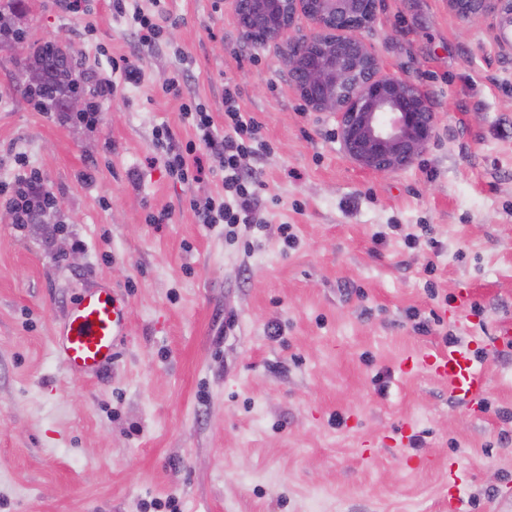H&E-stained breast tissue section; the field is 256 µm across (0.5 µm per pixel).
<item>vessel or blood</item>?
Wrapping results in <instances>:
<instances>
[{
	"instance_id": "1",
	"label": "vessel or blood",
	"mask_w": 512,
	"mask_h": 512,
	"mask_svg": "<svg viewBox=\"0 0 512 512\" xmlns=\"http://www.w3.org/2000/svg\"><path fill=\"white\" fill-rule=\"evenodd\" d=\"M126 305L115 288L105 285L83 291L71 304L53 335L57 358L73 373L96 375L112 364L125 336ZM422 367L446 381L453 396L468 407L481 404L486 379L473 351L454 345L436 355L407 359L402 369Z\"/></svg>"
}]
</instances>
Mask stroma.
<instances>
[{"mask_svg":"<svg viewBox=\"0 0 512 512\" xmlns=\"http://www.w3.org/2000/svg\"><path fill=\"white\" fill-rule=\"evenodd\" d=\"M112 2L72 14L21 0L11 20L31 43L65 33L89 84H116L94 126L37 110L18 91L23 58L0 47V183L24 161L58 201L21 228L0 206V512H448L457 460L466 512H501L512 57L489 20L461 21L444 0H380L363 38L387 74L421 85L440 135L378 176L345 159L334 118L294 92L287 40L244 39L228 0H126L162 10L166 44L153 50ZM182 69L180 94L165 92ZM229 84L266 144L243 160L260 189L254 225L233 237L191 207L224 197L206 148L202 181L188 183L154 141L163 125L175 144L195 139L181 113L192 98L224 135ZM161 211L167 223H151ZM100 284L126 300V338L106 371L78 376L52 336ZM448 336L484 370L480 414L426 369L400 370Z\"/></svg>","mask_w":512,"mask_h":512,"instance_id":"1","label":"stroma"}]
</instances>
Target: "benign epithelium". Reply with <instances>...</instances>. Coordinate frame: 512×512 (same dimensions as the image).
I'll list each match as a JSON object with an SVG mask.
<instances>
[{"instance_id":"1","label":"benign epithelium","mask_w":512,"mask_h":512,"mask_svg":"<svg viewBox=\"0 0 512 512\" xmlns=\"http://www.w3.org/2000/svg\"><path fill=\"white\" fill-rule=\"evenodd\" d=\"M243 37L266 43L291 35L286 64L305 105L336 121L344 157L376 175L405 169L438 138L439 118L414 80L383 72L361 37L379 0H230ZM467 22L491 20L500 52L512 55V0H447ZM307 21L312 31L300 34Z\"/></svg>"}]
</instances>
